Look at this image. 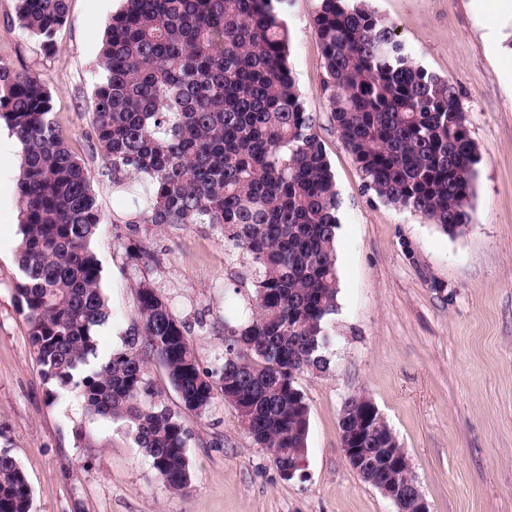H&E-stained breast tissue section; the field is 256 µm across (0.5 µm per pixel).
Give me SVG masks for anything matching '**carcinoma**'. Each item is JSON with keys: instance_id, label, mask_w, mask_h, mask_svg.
<instances>
[{"instance_id": "carcinoma-1", "label": "carcinoma", "mask_w": 512, "mask_h": 512, "mask_svg": "<svg viewBox=\"0 0 512 512\" xmlns=\"http://www.w3.org/2000/svg\"><path fill=\"white\" fill-rule=\"evenodd\" d=\"M283 0H124L107 21L92 123L116 193L140 197L114 224H212L242 254L250 312L224 319V362L204 370L190 327L147 279L124 349L100 354L109 318L98 257L105 223L90 171L54 120L48 86L0 62V120L22 146L17 183L16 298L43 380L78 393L86 411L121 420L165 485L189 482L186 420L149 376L159 361L182 407L202 416L214 378L244 432L277 470L307 447L309 406L296 386L325 373L337 311L340 201L316 121L288 66ZM67 0H14L11 25L53 46ZM322 84L337 133L390 204L455 235L469 224L477 147L448 79L418 66L367 0H320L314 16ZM363 396L346 399L341 445L361 435V478L387 464L393 431ZM18 462L0 451V512H31Z\"/></svg>"}]
</instances>
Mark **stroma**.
Masks as SVG:
<instances>
[{"mask_svg": "<svg viewBox=\"0 0 512 512\" xmlns=\"http://www.w3.org/2000/svg\"><path fill=\"white\" fill-rule=\"evenodd\" d=\"M415 61L460 91L479 163L472 222L448 235L368 190L330 117L313 19L319 0H288L290 67L316 120L341 207L338 309L328 323L327 372L297 379L310 409L307 471L282 480L216 395L187 414L190 482L169 491L120 421L89 414L76 392L43 381L15 298L19 278L17 158L0 156V449L23 469L32 512H397L349 467L338 421L345 400L369 397L407 454L431 512H512V18L472 0H372ZM51 54L10 25L0 0V62L49 87L54 118L91 172L100 39L116 0H67ZM152 255L131 260L129 237ZM110 316L97 332L112 350L137 312L146 278L191 325L203 368L224 351V317L253 294L243 259L219 228L150 224L100 229ZM83 425L88 446L74 443Z\"/></svg>", "mask_w": 512, "mask_h": 512, "instance_id": "35a3bbf8", "label": "stroma"}]
</instances>
